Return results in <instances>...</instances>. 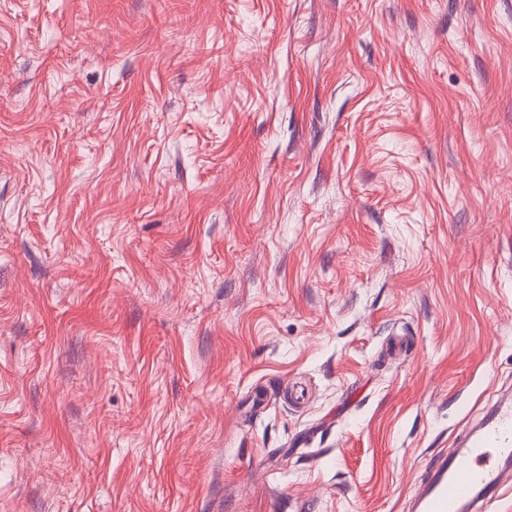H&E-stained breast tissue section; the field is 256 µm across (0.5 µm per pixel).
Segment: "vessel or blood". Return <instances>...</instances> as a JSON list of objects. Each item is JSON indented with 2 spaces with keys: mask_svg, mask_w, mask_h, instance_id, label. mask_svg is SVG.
I'll return each mask as SVG.
<instances>
[{
  "mask_svg": "<svg viewBox=\"0 0 512 512\" xmlns=\"http://www.w3.org/2000/svg\"><path fill=\"white\" fill-rule=\"evenodd\" d=\"M512 468V401L499 402L453 458L434 460L413 512H493Z\"/></svg>",
  "mask_w": 512,
  "mask_h": 512,
  "instance_id": "obj_1",
  "label": "vessel or blood"
}]
</instances>
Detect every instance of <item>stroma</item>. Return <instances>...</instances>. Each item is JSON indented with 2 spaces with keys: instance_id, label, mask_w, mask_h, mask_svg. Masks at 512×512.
I'll list each match as a JSON object with an SVG mask.
<instances>
[{
  "instance_id": "obj_1",
  "label": "stroma",
  "mask_w": 512,
  "mask_h": 512,
  "mask_svg": "<svg viewBox=\"0 0 512 512\" xmlns=\"http://www.w3.org/2000/svg\"><path fill=\"white\" fill-rule=\"evenodd\" d=\"M512 396V0H0V512H407Z\"/></svg>"
}]
</instances>
